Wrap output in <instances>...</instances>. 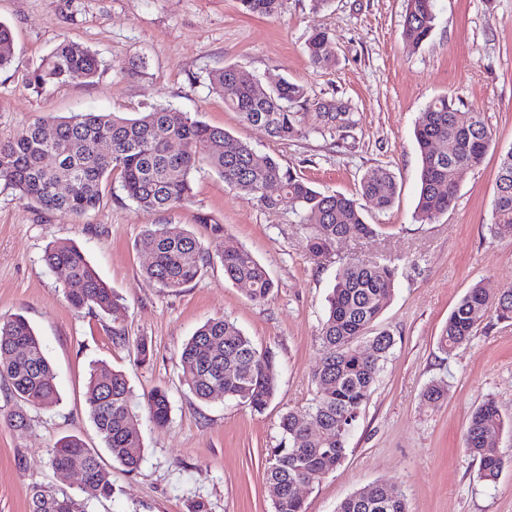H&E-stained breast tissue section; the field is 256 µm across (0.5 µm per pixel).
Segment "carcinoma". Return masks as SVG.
Segmentation results:
<instances>
[{
	"label": "carcinoma",
	"instance_id": "cac0c4a2",
	"mask_svg": "<svg viewBox=\"0 0 512 512\" xmlns=\"http://www.w3.org/2000/svg\"><path fill=\"white\" fill-rule=\"evenodd\" d=\"M246 11L264 17L277 16L284 0H241ZM434 0H407L402 35L414 48L431 36L435 25ZM314 63L334 56L328 32L315 28L305 42ZM13 57V38L0 22V68ZM95 54L62 40L29 77L36 90L59 83H91L99 71ZM212 89L226 108L242 121L260 126L274 139L287 141L301 134L300 113L295 107L307 101L304 86L281 80L266 88L250 71L227 66L215 71ZM320 131L343 133L352 124V113L341 102L324 106L319 113ZM43 123L30 124L0 141V181L14 189L20 200L46 211L83 217L100 202L103 185L113 177L124 197L138 210L166 213L184 206L191 197V176L205 164L224 182L262 207L275 210L281 198L267 196L266 185L275 183L294 204L293 214L303 231V247L315 257L330 254L350 232L370 240L381 225L368 223L359 200L380 213L388 212L398 195L393 173L383 167L368 169L354 195L325 194L283 167L270 156H260L250 144L232 139L222 128L191 119L172 108L151 106L134 117L119 112H83L57 120L53 135L44 136ZM420 156L419 197L415 218L430 223L454 207L458 167L475 168L493 145V134L484 117L465 111L452 94L432 99L414 130ZM452 144L451 153L436 151V143ZM67 191H58L60 184ZM493 200L490 234L512 239V149L501 159ZM140 247L152 255L144 278L164 288L179 289L196 280L211 262V253L196 237L173 232L165 224H147ZM224 276L248 285L249 297L266 301L275 284L266 268L245 248L219 253ZM45 264L68 272L64 298L73 309L123 316L120 298L99 277L85 253L63 242L49 246ZM396 268L368 259L351 258L336 274L321 321V362L314 374L315 396L307 406L291 409L280 419L284 448H275L266 468L267 480L278 488L274 512H304L294 492L297 484H312L336 470L344 458L351 431L369 400L394 338L385 330L369 335L391 300ZM512 320V287L496 295L474 284L448 316L439 338L447 355L468 344L488 314ZM185 384L202 403L218 397L261 412L276 394V355L256 346L238 325L223 316L207 320L186 343L180 357ZM0 377L10 393L34 406L59 403L52 366L27 319L16 315L0 319ZM147 415L164 426L171 414L167 393L156 389L145 397ZM86 406L112 459L129 473L143 460L133 395L124 372L107 364L89 372ZM6 420L20 437L32 428L22 410ZM503 419L496 404L487 400L470 416L466 451L479 463L480 478L494 483L505 461L490 437L501 431ZM55 470L79 468L84 473L79 498L48 485L34 483L29 492V512H86L85 500L112 496L111 472L82 440L70 436L49 449ZM336 512H407L403 492L383 483L369 484L336 507Z\"/></svg>",
	"mask_w": 512,
	"mask_h": 512
}]
</instances>
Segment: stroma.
I'll list each match as a JSON object with an SVG mask.
<instances>
[{
    "instance_id": "1",
    "label": "stroma",
    "mask_w": 512,
    "mask_h": 512,
    "mask_svg": "<svg viewBox=\"0 0 512 512\" xmlns=\"http://www.w3.org/2000/svg\"><path fill=\"white\" fill-rule=\"evenodd\" d=\"M407 0H285L278 16L243 10L240 0H0V22L13 34V61L0 69V139L41 120L79 112L131 117L163 105L223 128L258 154L277 158L325 193L354 192L362 174L383 165L399 195L372 240L348 235L315 258L302 245L289 202L266 210L230 189L208 166L192 175V201L170 213H145L108 185L99 207L78 219L20 200L0 182V316L23 315L50 361L61 396L51 408L23 406L0 380V512H29L32 484L77 493L78 476L54 470L47 451L66 436L80 438L112 472L113 495L87 512H187L204 500L209 512H274L266 467L282 434L280 417L315 393L318 340L326 298L352 256L386 260L398 269L394 295L377 323L395 345L336 470L301 496L306 512H336L346 497L374 483L400 488L409 512H512V324L488 317L452 355L438 347L451 311L467 289L489 293L512 286V241L488 226L499 155L512 149V0H435V28L419 48L402 36ZM326 29L332 58L313 63L304 50L314 28ZM95 53L94 83H64L38 92L28 75L61 40ZM239 66L263 86L288 79L305 86L303 133L280 141L243 123L211 88L215 70ZM459 96L481 113L494 136L481 166L463 171L456 204L430 224L415 218L420 158L414 127L438 95ZM349 106L355 124L344 136L320 132L318 103ZM205 213L210 223L197 221ZM191 232L204 246L248 249L275 283L268 300L252 301L225 279L213 260L191 284L148 283L149 256L139 246L145 225ZM54 242L84 250L124 305L127 337L112 339L110 317L67 306L65 275L43 260ZM226 316L279 362L276 395L261 412L228 400L198 401L182 378L184 344L206 320ZM153 355L136 361L128 341ZM123 370L133 389L144 457L130 474L113 461L86 410L89 368ZM433 382L447 398L423 399ZM165 390L171 416L149 422L144 398ZM493 400L504 420L498 448L507 464L486 484L464 452L468 418ZM25 408L32 429L17 437L6 416Z\"/></svg>"
}]
</instances>
